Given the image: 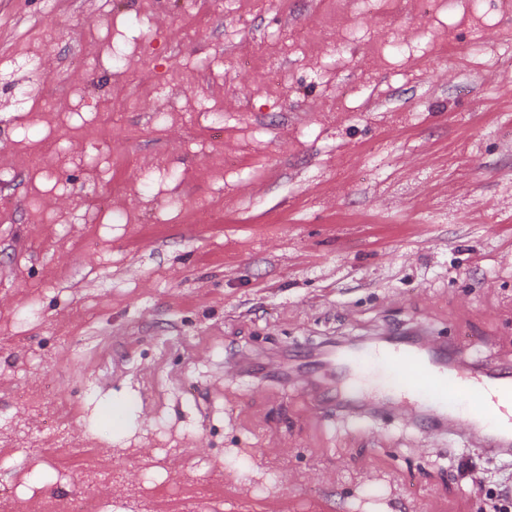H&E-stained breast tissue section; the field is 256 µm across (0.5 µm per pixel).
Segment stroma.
<instances>
[{
    "label": "stroma",
    "instance_id": "stroma-1",
    "mask_svg": "<svg viewBox=\"0 0 512 512\" xmlns=\"http://www.w3.org/2000/svg\"><path fill=\"white\" fill-rule=\"evenodd\" d=\"M1 161L0 512H491L487 428L313 394L512 365V0H0Z\"/></svg>",
    "mask_w": 512,
    "mask_h": 512
}]
</instances>
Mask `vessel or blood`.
<instances>
[{
  "label": "vessel or blood",
  "mask_w": 512,
  "mask_h": 512,
  "mask_svg": "<svg viewBox=\"0 0 512 512\" xmlns=\"http://www.w3.org/2000/svg\"><path fill=\"white\" fill-rule=\"evenodd\" d=\"M337 362L345 379L341 387L321 392L324 408L361 412L360 402L374 377L380 394L404 396V414L425 435H434L437 415L460 409L463 400L474 397L482 404L480 415L486 426L500 441L512 439V367L481 374L461 354L454 367L447 369L437 365L426 350L392 346L347 350Z\"/></svg>",
  "instance_id": "vessel-or-blood-1"
}]
</instances>
